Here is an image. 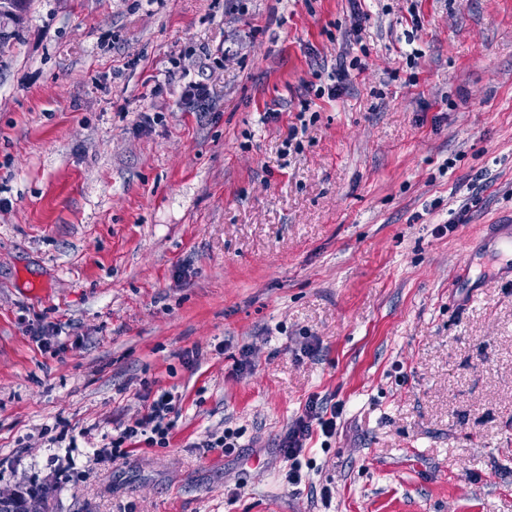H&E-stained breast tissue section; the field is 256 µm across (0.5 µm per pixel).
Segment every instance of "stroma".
<instances>
[{
    "mask_svg": "<svg viewBox=\"0 0 512 512\" xmlns=\"http://www.w3.org/2000/svg\"><path fill=\"white\" fill-rule=\"evenodd\" d=\"M361 9L0 15V492L46 488L42 512H512V279L469 260L512 224V0ZM347 52L342 91L301 107ZM32 323L60 334L37 347ZM145 380L181 396L169 445L94 461ZM315 394L344 413L292 486L276 442ZM227 428L237 454L201 447Z\"/></svg>",
    "mask_w": 512,
    "mask_h": 512,
    "instance_id": "obj_1",
    "label": "stroma"
}]
</instances>
